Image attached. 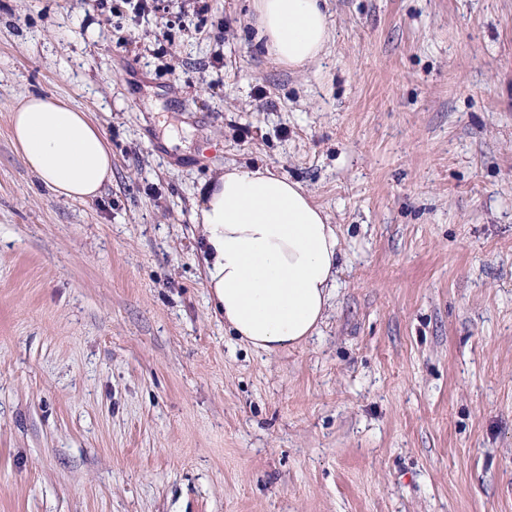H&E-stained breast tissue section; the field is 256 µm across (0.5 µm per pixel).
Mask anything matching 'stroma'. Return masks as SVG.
<instances>
[{
	"label": "stroma",
	"mask_w": 512,
	"mask_h": 512,
	"mask_svg": "<svg viewBox=\"0 0 512 512\" xmlns=\"http://www.w3.org/2000/svg\"><path fill=\"white\" fill-rule=\"evenodd\" d=\"M208 5L0 0V512H512V0H328L298 69ZM31 94L105 131L98 198L13 147ZM233 165L338 226L300 348L214 311L194 214Z\"/></svg>",
	"instance_id": "35a3bbf8"
}]
</instances>
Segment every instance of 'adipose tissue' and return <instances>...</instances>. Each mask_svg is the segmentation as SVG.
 <instances>
[{
    "mask_svg": "<svg viewBox=\"0 0 512 512\" xmlns=\"http://www.w3.org/2000/svg\"><path fill=\"white\" fill-rule=\"evenodd\" d=\"M326 0H255L268 53L301 67L329 39ZM10 136L54 198L85 201L112 180L104 130L64 100L32 95L11 114ZM206 284L218 316L271 355L315 336L327 317L341 251L337 225L297 182L266 168L232 167L205 191Z\"/></svg>",
    "mask_w": 512,
    "mask_h": 512,
    "instance_id": "ef3b65f1",
    "label": "adipose tissue"
}]
</instances>
